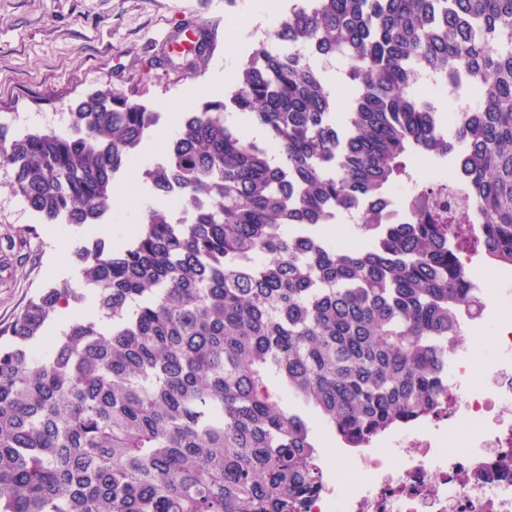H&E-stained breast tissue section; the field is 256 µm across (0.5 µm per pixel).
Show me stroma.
<instances>
[{
    "instance_id": "stroma-1",
    "label": "stroma",
    "mask_w": 512,
    "mask_h": 512,
    "mask_svg": "<svg viewBox=\"0 0 512 512\" xmlns=\"http://www.w3.org/2000/svg\"><path fill=\"white\" fill-rule=\"evenodd\" d=\"M288 10V0H0V123L65 130L70 105L101 86L157 108L160 126L209 95L237 68L256 39ZM210 29L213 49L196 74L179 68L175 50L189 24ZM166 143L150 134L120 177L117 217L107 235L89 225L41 224L12 195L0 172V326L11 323L39 289L80 287L72 253L98 238L128 242L154 195L137 169L162 160Z\"/></svg>"
}]
</instances>
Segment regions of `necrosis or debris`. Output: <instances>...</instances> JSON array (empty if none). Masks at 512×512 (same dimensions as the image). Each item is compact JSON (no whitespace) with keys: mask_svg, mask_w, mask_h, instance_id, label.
<instances>
[{"mask_svg":"<svg viewBox=\"0 0 512 512\" xmlns=\"http://www.w3.org/2000/svg\"><path fill=\"white\" fill-rule=\"evenodd\" d=\"M469 280L477 296L497 302L455 317L457 336L482 322L495 331L481 383L469 377L472 354L450 346L452 382L441 410L361 450L349 487L325 458L324 488L307 512H512V269ZM462 425L471 431L469 448H449Z\"/></svg>","mask_w":512,"mask_h":512,"instance_id":"4bbe7bcc","label":"necrosis or debris"}]
</instances>
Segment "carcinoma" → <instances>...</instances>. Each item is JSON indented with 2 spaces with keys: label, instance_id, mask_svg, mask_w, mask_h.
I'll return each mask as SVG.
<instances>
[{
  "label": "carcinoma",
  "instance_id": "1",
  "mask_svg": "<svg viewBox=\"0 0 512 512\" xmlns=\"http://www.w3.org/2000/svg\"><path fill=\"white\" fill-rule=\"evenodd\" d=\"M269 40L288 50L253 48L143 171L167 205L0 329V512H303L324 473L300 406L354 452L442 406L455 314L480 307L462 257L512 266V0H297ZM336 56L341 86L315 65ZM422 66L465 76L475 109L417 95ZM69 115L0 123V169L41 223L98 224L161 113L104 87ZM416 152L451 159L477 233L430 204ZM408 182L414 216L382 223ZM360 201L362 247L313 232Z\"/></svg>",
  "mask_w": 512,
  "mask_h": 512
}]
</instances>
